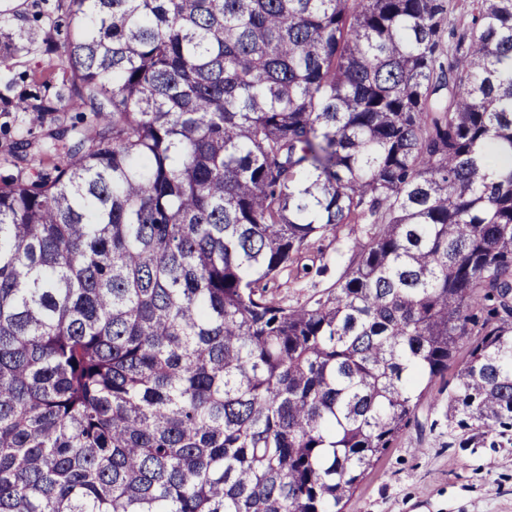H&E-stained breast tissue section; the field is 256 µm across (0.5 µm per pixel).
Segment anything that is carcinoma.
Instances as JSON below:
<instances>
[{"label":"carcinoma","mask_w":512,"mask_h":512,"mask_svg":"<svg viewBox=\"0 0 512 512\" xmlns=\"http://www.w3.org/2000/svg\"><path fill=\"white\" fill-rule=\"evenodd\" d=\"M470 8L58 0L69 94L0 93L65 153L0 182V512H344L438 379L512 431V0ZM360 227V224H345L338 232V241L336 237L329 235L325 239L312 242L299 263L300 267L306 265L309 268L308 273H301L297 279L295 273L291 277L288 272L283 273L275 284L270 283L265 293L267 297L284 305L297 306L320 295L336 282L344 270L349 255L346 252L341 254L339 249L344 243L360 235Z\"/></svg>","instance_id":"1"}]
</instances>
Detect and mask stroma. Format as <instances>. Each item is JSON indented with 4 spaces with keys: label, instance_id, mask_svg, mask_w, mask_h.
Masks as SVG:
<instances>
[{
    "label": "stroma",
    "instance_id": "stroma-1",
    "mask_svg": "<svg viewBox=\"0 0 512 512\" xmlns=\"http://www.w3.org/2000/svg\"><path fill=\"white\" fill-rule=\"evenodd\" d=\"M56 0H0L10 26L0 28V42L16 41L36 29L39 42L25 45L0 67V80H14V95L40 104L63 79L61 54L46 43L57 40L53 25ZM360 233L343 225L337 236L312 242L301 262L300 277L281 276L266 295L285 305L307 303L333 285L348 257L343 243ZM349 512H512V432L488 438L478 448H462L448 432V389L435 382L418 411V422L379 460L360 484Z\"/></svg>",
    "mask_w": 512,
    "mask_h": 512
}]
</instances>
